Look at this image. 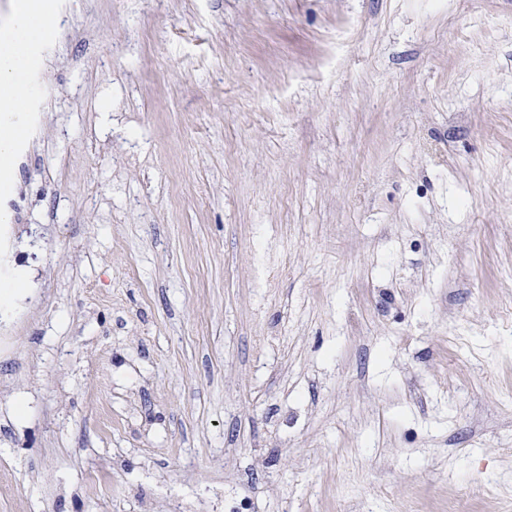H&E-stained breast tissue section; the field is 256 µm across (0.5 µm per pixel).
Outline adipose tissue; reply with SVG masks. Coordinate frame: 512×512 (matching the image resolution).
<instances>
[{
	"label": "adipose tissue",
	"mask_w": 512,
	"mask_h": 512,
	"mask_svg": "<svg viewBox=\"0 0 512 512\" xmlns=\"http://www.w3.org/2000/svg\"><path fill=\"white\" fill-rule=\"evenodd\" d=\"M54 19L50 0H15L6 23L10 29L23 28L24 39L8 48L0 45V112L11 118L10 123L0 125L1 171L7 170L10 147L24 131L22 114L26 110L28 85L21 75V66L26 63L31 46L51 29Z\"/></svg>",
	"instance_id": "obj_1"
}]
</instances>
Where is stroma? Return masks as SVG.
I'll list each match as a JSON object with an SVG mask.
<instances>
[{
    "label": "stroma",
    "mask_w": 512,
    "mask_h": 512,
    "mask_svg": "<svg viewBox=\"0 0 512 512\" xmlns=\"http://www.w3.org/2000/svg\"><path fill=\"white\" fill-rule=\"evenodd\" d=\"M53 5L0 512H507L512 0Z\"/></svg>",
    "instance_id": "1"
}]
</instances>
